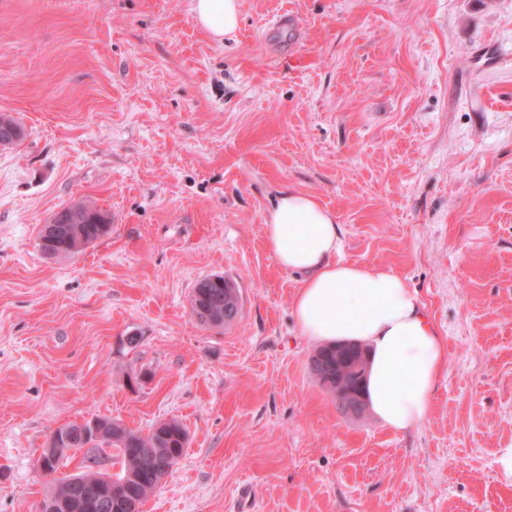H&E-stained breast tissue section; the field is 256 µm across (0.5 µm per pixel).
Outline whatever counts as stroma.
<instances>
[{
  "mask_svg": "<svg viewBox=\"0 0 512 512\" xmlns=\"http://www.w3.org/2000/svg\"><path fill=\"white\" fill-rule=\"evenodd\" d=\"M0 113L26 131L0 147V512H37L47 436L95 417L187 430L142 512H512V0H242L222 42L191 0H0ZM288 188L431 314L417 430L313 373L264 239ZM82 199L108 234L44 256ZM214 275L221 328L190 310ZM219 277L221 278L220 280H222V282L213 284L212 286H211L212 282L218 280V278L211 277V278L201 281L197 285V288H208L207 294H202V296H203L202 298H199L194 293L195 288L192 291L193 293L191 296H194V300L198 303V305L200 307L208 308L212 304V302L216 299H219L220 302L224 305V296H225V299L227 298L230 305H233V302L231 300H232L234 293H237L238 289L231 282H229L227 280L225 281L224 277H221V276H219ZM232 288H234V289H232ZM235 288L237 289V291Z\"/></svg>",
  "mask_w": 512,
  "mask_h": 512,
  "instance_id": "1",
  "label": "stroma"
}]
</instances>
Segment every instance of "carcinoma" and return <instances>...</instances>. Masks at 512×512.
<instances>
[{
  "label": "carcinoma",
  "mask_w": 512,
  "mask_h": 512,
  "mask_svg": "<svg viewBox=\"0 0 512 512\" xmlns=\"http://www.w3.org/2000/svg\"><path fill=\"white\" fill-rule=\"evenodd\" d=\"M60 224L56 233L45 243H38L41 252L51 258L67 259L82 252L87 246L105 236L109 229H101L100 224H110L108 215L95 205L78 202L64 207L58 212ZM234 284L229 281L216 283L208 289L203 297L194 300L203 308L209 307L216 299L232 300ZM355 378V372L336 375L331 370L319 377L320 383L331 393H336V382L349 383ZM161 428L147 434L127 429L115 421L107 422L106 434L97 449L88 450L82 455L84 472L66 476L58 480L46 497H62L65 495L69 481L79 480L81 484L96 489V501L81 508V512H104L101 504L109 499L111 486L102 479L99 466L103 459L99 448L106 446L116 451V459L121 465L118 478H127V484L120 487L123 495H133L146 501L158 488L156 475L157 462L168 459L179 462L188 447V433L183 424L175 419L160 422ZM75 424L67 423L54 429L48 439H58L60 447L78 443L75 436Z\"/></svg>",
  "instance_id": "obj_1"
}]
</instances>
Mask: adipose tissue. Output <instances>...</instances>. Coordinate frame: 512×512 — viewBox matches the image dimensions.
I'll return each mask as SVG.
<instances>
[{
    "label": "adipose tissue",
    "mask_w": 512,
    "mask_h": 512,
    "mask_svg": "<svg viewBox=\"0 0 512 512\" xmlns=\"http://www.w3.org/2000/svg\"><path fill=\"white\" fill-rule=\"evenodd\" d=\"M240 7V0H193L192 13L221 41L236 32ZM265 239L282 270L304 276L293 301L301 335L326 345H364L374 415L396 432L420 427L445 369L446 348L416 291L385 268L337 259L336 215L314 195L291 190L278 197Z\"/></svg>",
    "instance_id": "ef3b65f1"
}]
</instances>
